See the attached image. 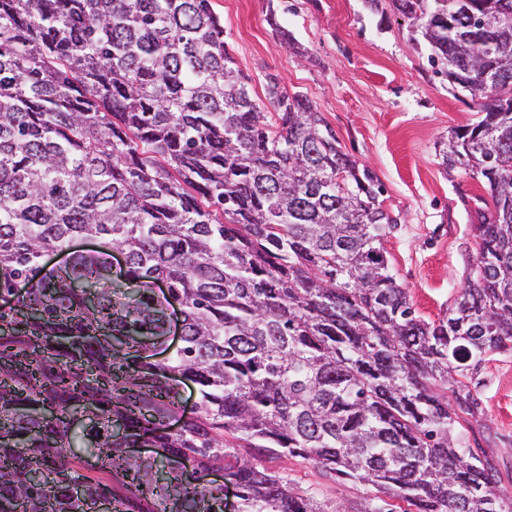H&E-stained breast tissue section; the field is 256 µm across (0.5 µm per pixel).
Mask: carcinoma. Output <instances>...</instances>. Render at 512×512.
<instances>
[{"instance_id": "1", "label": "carcinoma", "mask_w": 512, "mask_h": 512, "mask_svg": "<svg viewBox=\"0 0 512 512\" xmlns=\"http://www.w3.org/2000/svg\"><path fill=\"white\" fill-rule=\"evenodd\" d=\"M469 2L391 0L436 74L489 81L442 164L492 207L428 322L389 266L378 179L275 77L268 118L210 0H0V512L105 492L112 512H224L222 466L239 512H328L263 465L282 456L383 494L352 512H512L456 439L468 371L512 353V0ZM77 238L98 248L33 278ZM172 299L183 341L157 360ZM184 378L197 411L174 433Z\"/></svg>"}]
</instances>
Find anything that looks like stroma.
Wrapping results in <instances>:
<instances>
[{"label":"stroma","instance_id":"35a3bbf8","mask_svg":"<svg viewBox=\"0 0 512 512\" xmlns=\"http://www.w3.org/2000/svg\"><path fill=\"white\" fill-rule=\"evenodd\" d=\"M224 19V42L249 90L266 104L268 75L308 97L345 152L383 185L397 229L383 240L387 259L417 313L448 315L478 256L473 226L477 197L488 191L471 171L444 169L440 145L454 128L473 123L468 92L451 89L428 62L413 22L389 0H211ZM288 29L296 48L279 29ZM469 388L478 400L460 436L479 444L512 493V354L493 356ZM329 512L376 497L374 487L339 483L299 457L270 464Z\"/></svg>","mask_w":512,"mask_h":512}]
</instances>
